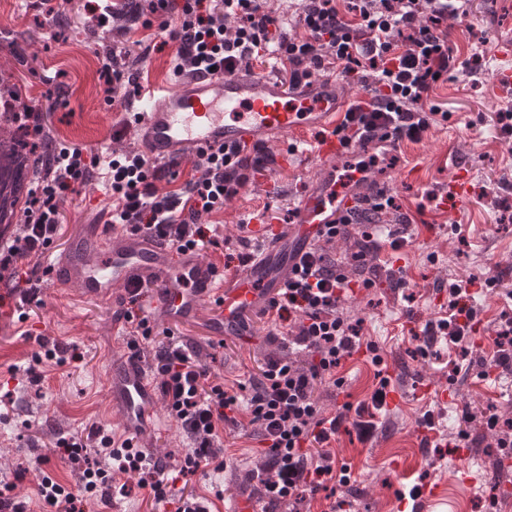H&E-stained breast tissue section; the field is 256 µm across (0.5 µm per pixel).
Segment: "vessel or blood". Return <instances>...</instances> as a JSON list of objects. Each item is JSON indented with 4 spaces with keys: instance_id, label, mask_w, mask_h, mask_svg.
I'll list each match as a JSON object with an SVG mask.
<instances>
[{
    "instance_id": "obj_1",
    "label": "vessel or blood",
    "mask_w": 512,
    "mask_h": 512,
    "mask_svg": "<svg viewBox=\"0 0 512 512\" xmlns=\"http://www.w3.org/2000/svg\"><path fill=\"white\" fill-rule=\"evenodd\" d=\"M139 100L132 126L156 165L171 169L203 152L242 143L263 148L313 130L323 167L301 199L294 224H258L260 244L240 270L225 272L197 250L179 251L166 239L111 223L106 208L63 250L46 247L42 280L56 289H78L84 299L106 307L116 292L134 289L144 301L142 315L151 320L192 321L206 311L210 335H246L247 316L269 311L301 256L372 180L365 172L346 179L337 168L341 160L354 163L356 155L335 134L343 101L336 75L327 71L293 86L243 67L230 74L184 73L170 86L142 91ZM39 295L33 289L20 298L14 289L1 288L0 329L24 326L23 304ZM108 383L124 434L141 435L148 428L150 375L138 358L128 356L111 366Z\"/></svg>"
}]
</instances>
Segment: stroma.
Masks as SVG:
<instances>
[{
  "mask_svg": "<svg viewBox=\"0 0 512 512\" xmlns=\"http://www.w3.org/2000/svg\"><path fill=\"white\" fill-rule=\"evenodd\" d=\"M105 21L93 18L86 0H0V75L21 91L25 103L41 105L45 129L56 145H78L96 157L85 183L60 203L61 231L55 248H64L79 225L96 218L99 207H110L111 185L103 178L109 158L139 151L132 132L113 140L120 113L129 111L123 88L107 92L104 73L118 66L141 85L170 83L176 73L173 50H152L157 27L127 20L129 0H98ZM472 33L454 32L451 45L459 60L480 55L475 76L449 73L431 93L433 104L447 111L435 119L419 141L405 142L403 160L386 187L394 205L375 214L348 237L323 244L324 253L343 264L355 280H371L338 312L358 323L363 341L374 343L383 369L361 356L339 368L337 387L319 384L316 396L325 412L349 402H369L379 377L390 380L402 404L379 412L377 434L367 442L356 433L340 432L330 451L337 465L348 467L349 483L328 482L326 489L299 504L283 503L274 512H398L399 496L412 484L453 493L460 512H512V466H503L512 446V365L490 369L481 377L485 359L512 309V138L503 136L499 112L512 107V86L492 92L500 65L501 43L512 44V0H469ZM295 139L274 143L270 155L278 165L249 180L222 210L202 215L201 223L217 226V245L205 257L221 267L239 269L245 247L243 224L255 209L272 212L281 223L294 220L298 201L322 168L306 152L296 158ZM472 172L470 191L459 203H443L436 195L456 174V164ZM404 243L390 246V233ZM474 281L472 304L484 344L461 349L436 338L424 346L427 322L448 312L447 287ZM27 320L41 324L48 340L66 347L64 358L48 356L25 331L0 333V478L16 483L15 493L27 512H46L37 484L43 476L80 488V466L53 453L59 437L87 435L94 429L120 433L104 373L108 360L128 351L129 335L112 332V309L78 297L75 291L44 289L40 300L27 305ZM158 333L193 348L209 367L214 382L231 388L258 375L271 357L306 362L307 355L287 350L275 340L269 319L251 322L248 335L214 341L204 321L157 325ZM454 386L458 406L437 397L441 383ZM432 416L436 442L423 446L418 425ZM152 429L141 435L144 453L180 468L195 448L162 400L147 410ZM225 425L224 446L234 462L221 473L196 472L180 478L174 496L207 499L212 512L255 491L245 474L261 460L258 438L246 415ZM466 435L469 453L454 457L459 435ZM227 493L217 498V486Z\"/></svg>",
  "mask_w": 512,
  "mask_h": 512,
  "instance_id": "obj_1",
  "label": "stroma"
}]
</instances>
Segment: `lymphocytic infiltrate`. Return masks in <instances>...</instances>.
<instances>
[{"instance_id": "obj_1", "label": "lymphocytic infiltrate", "mask_w": 512, "mask_h": 512, "mask_svg": "<svg viewBox=\"0 0 512 512\" xmlns=\"http://www.w3.org/2000/svg\"><path fill=\"white\" fill-rule=\"evenodd\" d=\"M302 0L300 21L304 37H287L265 9L264 0H142L136 16L158 22L163 44H174L178 69L193 73L233 71L238 65L276 54L288 63V80L298 84L333 63L346 81L366 83V98L346 109L336 127L342 140L363 148L381 141L392 129L395 140L416 141L429 128L439 109L430 102L437 81L454 70L475 73L474 63L458 60L450 31L468 16L467 0ZM90 160L82 148L64 146L45 161L37 178L39 192L25 211L14 246L0 251V275H18L23 261L41 256L60 231V203L74 185L84 181ZM195 179L177 193H160L149 159L130 152L112 161V221L135 230L169 238L177 248L214 244L201 215L223 209L251 175L263 173L261 156H249L245 146L196 158ZM354 284L331 264L321 248L303 255L293 281L283 288L271 309L276 317L293 316V343L310 357L308 367L290 360L270 359L259 376L238 383L230 391L213 383L205 364L182 343L156 342L146 321L135 319L137 292L120 297L119 315L131 324V351L155 344V370L169 414L195 440L181 471L168 469L129 441H116L101 430L89 437H61L55 442L70 460L81 463L83 495L43 477L39 495L53 512H84L85 501L111 502L133 489L149 491L157 502L168 501L180 474L198 470L222 471L227 465L217 443L225 423L244 411L258 425L262 437L261 468L250 478L269 503L299 500L324 488L327 481L347 482L335 475L329 447L345 426L360 440H369L376 424L352 415L351 403L324 413L315 395L318 383L332 378L342 386L336 370L353 353L362 351L374 365L382 360L374 344H362L356 325L339 316L338 308ZM448 314L428 324L426 336H444L449 343H469L476 316L464 299L469 287L448 288Z\"/></svg>"}]
</instances>
